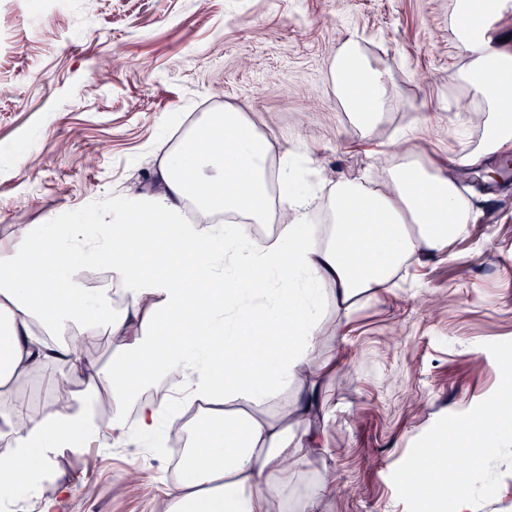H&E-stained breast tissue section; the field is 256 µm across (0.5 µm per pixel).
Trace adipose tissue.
I'll list each match as a JSON object with an SVG mask.
<instances>
[{"instance_id": "1", "label": "adipose tissue", "mask_w": 512, "mask_h": 512, "mask_svg": "<svg viewBox=\"0 0 512 512\" xmlns=\"http://www.w3.org/2000/svg\"><path fill=\"white\" fill-rule=\"evenodd\" d=\"M495 10L496 0H457L455 10L463 79L487 110L481 149L437 165L402 161L384 187L341 180L331 223L311 221L301 159L272 165L269 140L228 105L190 121L155 185L127 200L124 222L93 235L33 224L0 241V491L38 483L66 453L168 432L183 453L159 512H301L290 493L321 445L310 425L325 415L314 354L326 307L351 311L409 257L446 254L475 210L454 168L512 148V55L485 40ZM331 77L356 126L382 120L390 77L358 42L339 48ZM187 200L237 221L220 232L187 221ZM276 217L277 232L257 239L255 225ZM78 264L105 268L106 286L86 287ZM103 332L118 345L111 365L71 346ZM45 365L67 389L37 411L12 401Z\"/></svg>"}]
</instances>
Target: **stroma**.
I'll use <instances>...</instances> for the list:
<instances>
[{"label": "stroma", "mask_w": 512, "mask_h": 512, "mask_svg": "<svg viewBox=\"0 0 512 512\" xmlns=\"http://www.w3.org/2000/svg\"><path fill=\"white\" fill-rule=\"evenodd\" d=\"M454 2L0 0V236L124 218V200L154 185L175 120L227 104L305 158L321 188L316 224L327 223L339 179L381 184L404 156L444 162L476 150L485 109L461 78ZM352 37L392 76L386 112L367 129L330 80ZM500 166L491 157L458 169L478 210L447 254L413 258L349 314L327 311L320 351L336 368L322 386L325 445L293 495L307 498L330 473L339 482L313 512H407L391 474L412 444L498 388L485 345L512 340V170L488 179ZM60 469L70 492L57 512H151L174 461L93 446Z\"/></svg>", "instance_id": "1"}]
</instances>
